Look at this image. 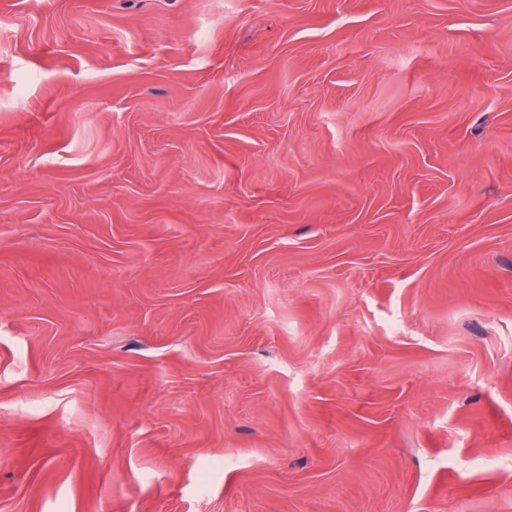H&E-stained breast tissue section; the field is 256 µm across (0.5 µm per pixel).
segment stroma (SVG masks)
Returning <instances> with one entry per match:
<instances>
[{
  "mask_svg": "<svg viewBox=\"0 0 512 512\" xmlns=\"http://www.w3.org/2000/svg\"><path fill=\"white\" fill-rule=\"evenodd\" d=\"M0 512H512V0H0Z\"/></svg>",
  "mask_w": 512,
  "mask_h": 512,
  "instance_id": "35a3bbf8",
  "label": "stroma"
}]
</instances>
